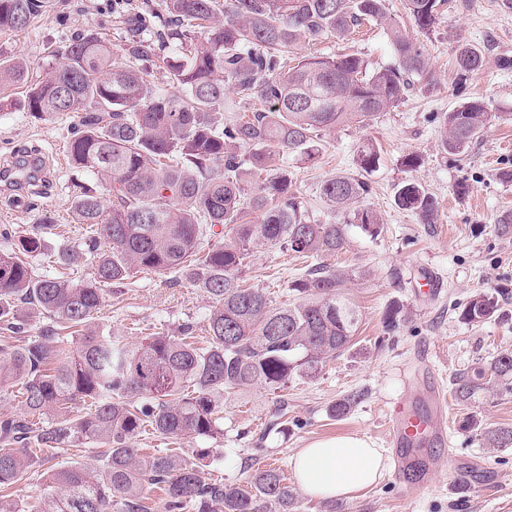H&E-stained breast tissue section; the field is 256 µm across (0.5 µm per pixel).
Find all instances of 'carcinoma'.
<instances>
[{
    "label": "carcinoma",
    "instance_id": "cac0c4a2",
    "mask_svg": "<svg viewBox=\"0 0 512 512\" xmlns=\"http://www.w3.org/2000/svg\"><path fill=\"white\" fill-rule=\"evenodd\" d=\"M44 7V0H0V31L26 27ZM406 7L427 34L458 4L406 0ZM166 12L154 31L144 16H129L118 58L95 28L77 32L63 46L64 65L42 80L29 79L22 61L0 56V91L26 86L34 116L78 113L70 162L97 176L76 183L72 201L74 222L94 228L86 242L96 258L93 276H35L23 256L44 249L37 232L22 237L18 251L0 253V330L22 333L27 311L51 319L34 339L0 346V392L18 388L24 409L50 421L31 437L27 421L1 417L0 440L30 439L40 449L84 440L104 446L98 469L51 471L27 512H148L149 486L163 493L159 512H293V490L273 468L256 469L248 488L208 483L200 461L212 449L144 455L138 438L150 430L175 440L215 438L221 394L255 385L282 390L295 378L317 377L327 359L349 349L359 323L342 292L350 274L322 259L344 248L350 225L371 237L381 232L374 211L353 208L370 184L357 175L324 180L321 199L347 220L322 223L293 175L275 168L276 154L299 152L313 162L321 132L364 126L416 84L430 87L424 44L387 18L385 0H166ZM372 22L388 28V65L374 67L357 53L297 56L305 40H345ZM448 40L458 71H481L482 50L457 34ZM161 70L174 92L151 91ZM229 91L235 110L221 126L214 113L224 110ZM490 119L479 98L446 113L443 151L465 153ZM378 162L376 148L362 146L359 168L368 173ZM396 204L420 223H434L436 199L420 184L402 181ZM254 212L256 222L249 220ZM217 226L230 240L202 249ZM257 242L321 259L292 281L296 302L278 306L241 285ZM167 270L214 300L203 324L207 345L193 342L197 326L189 323L133 347L95 331L104 285ZM498 310L496 295L479 292L461 318L480 324ZM67 335L75 339L72 351L62 347ZM498 388L512 391V351L453 379L463 402ZM81 404L85 414H74ZM482 435L490 448L512 447V428ZM32 460L28 450L1 448L0 492L21 480Z\"/></svg>",
    "mask_w": 512,
    "mask_h": 512
}]
</instances>
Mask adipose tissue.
Here are the masks:
<instances>
[{
    "mask_svg": "<svg viewBox=\"0 0 512 512\" xmlns=\"http://www.w3.org/2000/svg\"><path fill=\"white\" fill-rule=\"evenodd\" d=\"M387 469L383 449L356 435L318 439L293 458V472L311 496L350 498L375 483Z\"/></svg>",
    "mask_w": 512,
    "mask_h": 512,
    "instance_id": "ef3b65f1",
    "label": "adipose tissue"
}]
</instances>
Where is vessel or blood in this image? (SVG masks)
I'll return each instance as SVG.
<instances>
[{
	"label": "vessel or blood",
	"mask_w": 512,
	"mask_h": 512,
	"mask_svg": "<svg viewBox=\"0 0 512 512\" xmlns=\"http://www.w3.org/2000/svg\"><path fill=\"white\" fill-rule=\"evenodd\" d=\"M446 407V397L439 384L433 382L419 399L402 394L389 413V442L393 447L405 450L406 463L418 466L427 475L435 470L430 447L446 441Z\"/></svg>",
	"instance_id": "1"
}]
</instances>
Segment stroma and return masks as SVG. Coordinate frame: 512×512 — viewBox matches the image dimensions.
<instances>
[{"mask_svg": "<svg viewBox=\"0 0 512 512\" xmlns=\"http://www.w3.org/2000/svg\"><path fill=\"white\" fill-rule=\"evenodd\" d=\"M131 3L155 18L165 12V0H48L24 29L0 31V54L23 59L34 78L48 77L60 63L57 49L87 27H96L113 48H121L127 31L116 18ZM452 33L486 47L477 75L457 72L448 40ZM424 43L435 90L412 91L366 126L324 132L326 149L315 161L285 152L278 157L279 165L295 173L316 219L329 222L333 215L320 198L322 181L357 174L361 146L372 144L380 151L378 166L366 176L371 193L364 204L376 211L384 230L372 238L350 228L345 248L330 259L354 273L348 294L359 308L360 322L350 349L329 360L314 379L294 380L275 392L257 386L243 395L224 396L223 436L175 441L149 432L139 438L138 447L149 453L175 446L211 449L201 463L207 480L244 485L256 468L278 467L294 489L295 512H512V447H486L480 436L484 428H512V393L483 391L466 402L449 398L447 440L434 448L437 472L421 491L391 469L351 499L315 498L299 488L291 465L294 453L309 441L342 435L369 439L395 460V449L384 438L385 419L406 382L434 378L447 391L456 374L512 351V234L497 231L499 216L512 211V182L499 178L501 169L512 170V70L498 64L499 57H512V9L503 0H467L466 8L445 13ZM313 49L324 55L356 51L376 67L393 60L381 25H366L352 42L320 39ZM478 97L490 105L487 128L464 154L444 153L445 113ZM77 121L73 112L33 117L21 85L11 87L0 105V169L13 171L22 153L31 154L39 168L36 183L0 182V252L16 249L22 236L41 233L46 248L28 262L42 278L62 274L79 281L94 271V257L85 247L88 228L74 223L71 209L73 185L84 179L66 157ZM410 153L420 157L412 170L402 164ZM406 179L437 199L433 223H419L396 205L397 186ZM460 184L466 185L465 193H457ZM63 250L71 254L64 265L57 261ZM308 265L307 259L260 243L244 279L283 305L293 301L289 285ZM428 274L440 281L438 296L421 291ZM496 291L508 294L498 319L480 325L460 320L458 309L472 295ZM211 305L202 289L189 287L175 271L140 272L125 284L105 286L97 323L135 345L146 336L202 322ZM392 307L399 314L395 328L388 329L383 318ZM351 394L358 395V403L345 417H333L332 406ZM282 401L288 404L283 422L269 429L271 414ZM472 417L480 430L466 428ZM100 452L93 443L45 450L8 495L24 512L42 495L50 471L67 465L94 468Z\"/></svg>", "mask_w": 512, "mask_h": 512, "instance_id": "35a3bbf8", "label": "stroma"}]
</instances>
